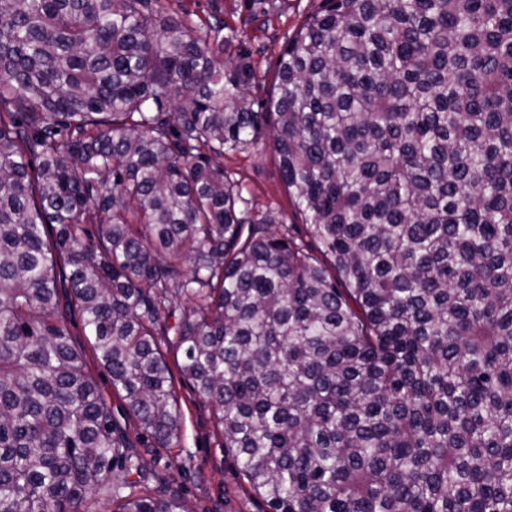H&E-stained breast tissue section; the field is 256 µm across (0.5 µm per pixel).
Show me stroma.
<instances>
[{"label":"stroma","instance_id":"obj_1","mask_svg":"<svg viewBox=\"0 0 512 512\" xmlns=\"http://www.w3.org/2000/svg\"><path fill=\"white\" fill-rule=\"evenodd\" d=\"M191 10L207 15L219 5L224 16V59L236 60L248 51L256 80L253 100L264 103L274 90L278 58L305 20L318 12L323 0H188ZM224 169L242 184L256 215H270L275 225L303 224L304 217L288 195L278 159L269 145L224 156ZM67 327L73 344L82 350L102 398L112 409L118 430L147 462L152 474L178 490L192 512H268L263 500L250 494L235 465L222 448L213 407L196 395L192 385L175 377L174 388L182 415L178 447L162 448L138 430L125 410L121 395L113 392L106 371L89 343L79 310H72Z\"/></svg>","mask_w":512,"mask_h":512}]
</instances>
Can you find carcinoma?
Returning a JSON list of instances; mask_svg holds the SVG:
<instances>
[{"instance_id": "carcinoma-1", "label": "carcinoma", "mask_w": 512, "mask_h": 512, "mask_svg": "<svg viewBox=\"0 0 512 512\" xmlns=\"http://www.w3.org/2000/svg\"><path fill=\"white\" fill-rule=\"evenodd\" d=\"M223 56L219 7L0 0V512H187L72 304L164 448L175 336L269 512H512V0H324L258 110ZM261 141L302 234L224 172Z\"/></svg>"}]
</instances>
